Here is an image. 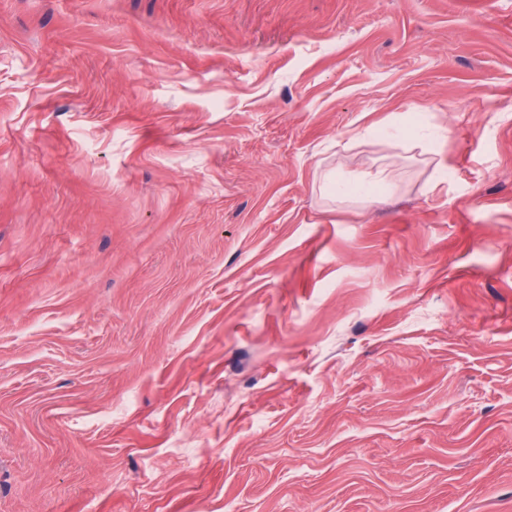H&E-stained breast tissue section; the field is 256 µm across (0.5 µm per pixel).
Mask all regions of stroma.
I'll return each instance as SVG.
<instances>
[{
	"label": "stroma",
	"instance_id": "obj_1",
	"mask_svg": "<svg viewBox=\"0 0 512 512\" xmlns=\"http://www.w3.org/2000/svg\"><path fill=\"white\" fill-rule=\"evenodd\" d=\"M0 512H512V0H0Z\"/></svg>",
	"mask_w": 512,
	"mask_h": 512
}]
</instances>
